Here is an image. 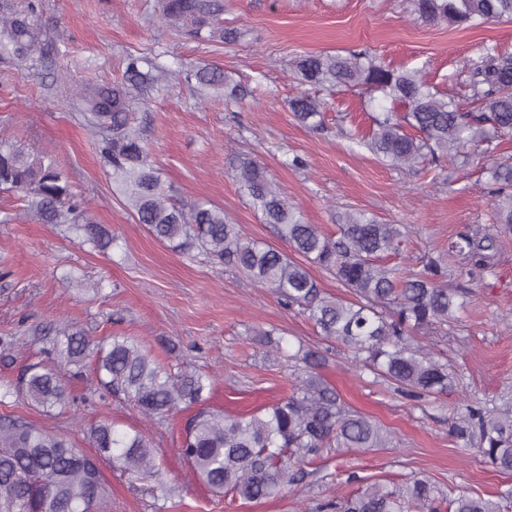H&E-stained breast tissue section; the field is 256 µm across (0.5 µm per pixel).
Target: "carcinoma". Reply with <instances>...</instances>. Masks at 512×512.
<instances>
[{
  "label": "carcinoma",
  "instance_id": "obj_1",
  "mask_svg": "<svg viewBox=\"0 0 512 512\" xmlns=\"http://www.w3.org/2000/svg\"><path fill=\"white\" fill-rule=\"evenodd\" d=\"M425 22L446 21L467 28L488 21H512V0H410ZM162 17L175 31L191 38L233 40L224 28L221 0H162ZM35 0L0 14V59L27 62L38 43ZM295 79L310 86L363 87L379 92L392 108L379 113L367 141L378 158L410 165L430 157L454 160L470 145L488 138V130L512 132V54L486 50L469 71L470 110L433 90L414 70L394 68L367 51L347 55L306 54L295 61ZM195 81L200 96L221 91L226 100H241L247 89L224 69L197 66L171 69L158 58L130 54L122 77L110 84H88L79 90L82 118L96 137L100 156L112 169V180L124 193L138 223L174 251H198L215 263L245 273L253 283L275 294L289 309L298 308L322 336L342 345L360 370L394 382L410 397L443 395L452 386L448 364L421 346L412 333L448 323L463 307L448 288L443 256L429 255L419 269L389 266L404 234L399 224L347 211L339 216L336 235L309 224L256 161L244 158L235 180L254 210L273 225L279 238L311 263L330 273L353 299L324 293L306 263L266 244L245 238L224 210L203 204L188 207L169 202L168 189L150 155L144 129L135 125L137 97L166 78ZM326 102L310 94L290 100V111L305 127L322 123ZM499 223L512 230V164L490 169ZM0 186L21 194L40 224H68L101 250L116 245L86 214L58 160H34L0 139ZM461 258V270L490 271L497 253L495 234L474 228L448 243ZM52 366L28 367L15 383H0V405L22 397L45 412L75 402L71 377L85 361L94 362L97 381L107 395L133 401L142 415L161 416L181 405L205 402L212 378L196 371L165 369L129 336L94 341L78 330L64 331L44 349ZM451 433L460 453L473 439L495 468L512 472V409L490 410L466 405ZM94 453L67 437L48 432L20 417H0V512H105L109 491L100 461L108 458L133 476L158 472L152 448L138 433L124 431L104 416L90 431ZM391 432L344 405L339 392L319 376L308 375L291 392L253 413L227 415L200 409L190 420L181 448L196 476L214 493L231 492L254 502L273 499L304 478L303 465L326 448H384ZM435 487L416 479L387 488L372 484L319 506V512H440ZM448 512H499V505L465 491L448 500Z\"/></svg>",
  "mask_w": 512,
  "mask_h": 512
}]
</instances>
